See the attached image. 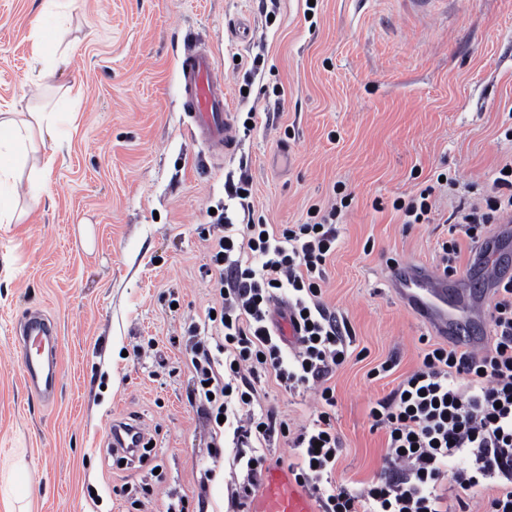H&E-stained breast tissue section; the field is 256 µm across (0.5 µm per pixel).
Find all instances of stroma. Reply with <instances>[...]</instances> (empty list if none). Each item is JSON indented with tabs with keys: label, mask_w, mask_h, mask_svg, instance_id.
I'll list each match as a JSON object with an SVG mask.
<instances>
[{
	"label": "stroma",
	"mask_w": 512,
	"mask_h": 512,
	"mask_svg": "<svg viewBox=\"0 0 512 512\" xmlns=\"http://www.w3.org/2000/svg\"><path fill=\"white\" fill-rule=\"evenodd\" d=\"M40 0H0V107L41 103L30 33ZM79 83L68 147L43 203L0 224V512H219L231 447L213 462L209 425L187 395V329L210 339L218 297L205 273L213 210L241 223L225 185L250 184L254 215L302 224L347 195L323 302L352 330L330 379L341 440L336 481L361 489L385 447L369 409L423 358L427 331L388 286L391 261L440 267L461 194H491L512 161V0H71ZM202 45L224 76L236 146L217 158L188 130L180 58ZM456 176L457 191L436 184ZM433 186L427 224H402L395 198ZM57 330L58 394L23 382L17 330L30 312ZM395 359L394 369L372 376ZM291 430L315 419L314 390L257 386ZM138 425L144 457L112 449V425Z\"/></svg>",
	"instance_id": "stroma-1"
}]
</instances>
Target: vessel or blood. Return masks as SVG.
<instances>
[{
	"instance_id": "1",
	"label": "vessel or blood",
	"mask_w": 512,
	"mask_h": 512,
	"mask_svg": "<svg viewBox=\"0 0 512 512\" xmlns=\"http://www.w3.org/2000/svg\"><path fill=\"white\" fill-rule=\"evenodd\" d=\"M179 80L184 107L193 136L208 149L228 153L234 150L232 114L224 101V83L214 57L205 51L184 53L179 65ZM487 286L512 277V268L488 259L478 271ZM445 278L431 268L397 262L389 269L393 291L411 307L426 326L438 336L464 349L479 347L478 337L467 325L448 315V291ZM18 342L27 389L43 401H53L57 391L56 329L41 313H29L20 327ZM143 434L135 428L116 427L112 431L114 447L135 452L142 447ZM262 489L248 505L247 512H314L308 495L290 474L279 467L265 470Z\"/></svg>"
}]
</instances>
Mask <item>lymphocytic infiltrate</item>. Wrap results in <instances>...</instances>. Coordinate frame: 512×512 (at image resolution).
I'll return each mask as SVG.
<instances>
[{"label": "lymphocytic infiltrate", "instance_id": "obj_1", "mask_svg": "<svg viewBox=\"0 0 512 512\" xmlns=\"http://www.w3.org/2000/svg\"><path fill=\"white\" fill-rule=\"evenodd\" d=\"M494 185V195L460 208V236L441 244L444 276L456 272L462 240L485 242L491 226L512 212V173L499 174ZM338 213L334 205L315 207L312 222L278 229L251 220L237 232L226 224L210 248L221 340L213 348L201 341L191 347V398L212 425V457L221 456L224 441L236 449L232 465L243 476L227 486L229 512H244L268 463L258 445L277 436L297 448L291 471L319 512H448L442 492L448 478L463 492L458 512H470L465 493L490 480L495 492L483 512H512V280L495 289L489 347L429 344L420 366L371 407L375 426L386 433L379 478L359 490L336 483L341 441L333 425L335 390L327 381L348 358L351 330L321 296ZM282 292L291 295L301 330L300 346L289 356L272 318ZM265 375L289 391L320 385L316 420L294 432L266 409L256 388ZM455 457L464 465L449 468Z\"/></svg>", "mask_w": 512, "mask_h": 512}]
</instances>
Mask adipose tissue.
<instances>
[{"label":"adipose tissue","mask_w":512,"mask_h":512,"mask_svg":"<svg viewBox=\"0 0 512 512\" xmlns=\"http://www.w3.org/2000/svg\"><path fill=\"white\" fill-rule=\"evenodd\" d=\"M56 28L42 24L30 32L31 54L34 61L40 62L38 76L43 87L55 90L62 104L79 101L83 88L78 84L57 85L56 70L53 65L43 63V48L48 40L55 37ZM61 112L58 109L28 108L24 111L0 110V224H11L16 219L18 204L13 190L23 174L28 152L38 151L46 140H53L55 152L46 154L44 169H52L57 150L63 149L64 141L59 136Z\"/></svg>","instance_id":"adipose-tissue-1"}]
</instances>
